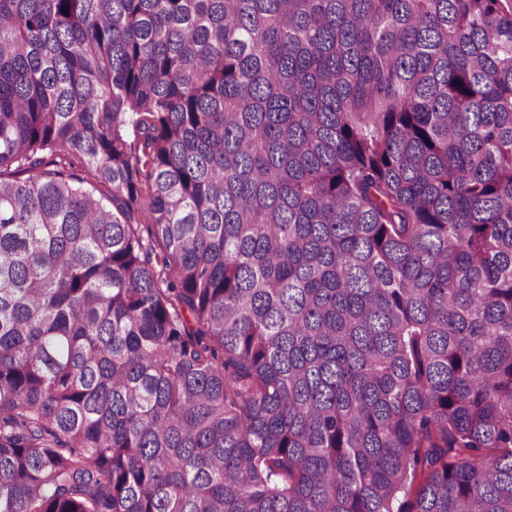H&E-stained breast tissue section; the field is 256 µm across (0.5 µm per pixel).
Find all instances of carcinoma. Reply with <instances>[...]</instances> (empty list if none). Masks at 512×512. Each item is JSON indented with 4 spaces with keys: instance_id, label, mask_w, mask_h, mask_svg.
<instances>
[{
    "instance_id": "cac0c4a2",
    "label": "carcinoma",
    "mask_w": 512,
    "mask_h": 512,
    "mask_svg": "<svg viewBox=\"0 0 512 512\" xmlns=\"http://www.w3.org/2000/svg\"><path fill=\"white\" fill-rule=\"evenodd\" d=\"M0 512H512V0H0Z\"/></svg>"
}]
</instances>
